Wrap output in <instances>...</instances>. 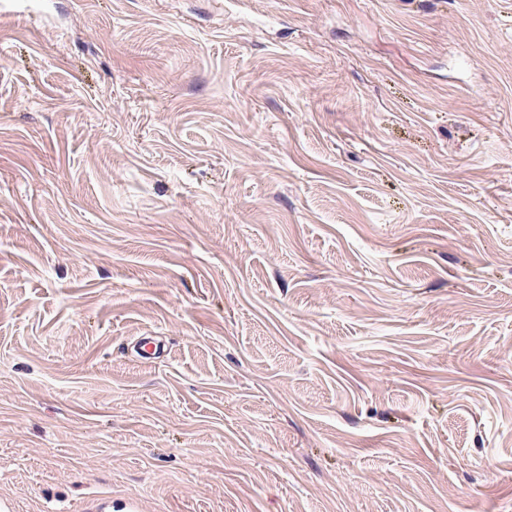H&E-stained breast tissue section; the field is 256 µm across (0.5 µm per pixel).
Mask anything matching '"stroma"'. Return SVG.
I'll list each match as a JSON object with an SVG mask.
<instances>
[{
  "instance_id": "stroma-1",
  "label": "stroma",
  "mask_w": 512,
  "mask_h": 512,
  "mask_svg": "<svg viewBox=\"0 0 512 512\" xmlns=\"http://www.w3.org/2000/svg\"><path fill=\"white\" fill-rule=\"evenodd\" d=\"M511 352L512 0L0 12V508L512 512Z\"/></svg>"
}]
</instances>
